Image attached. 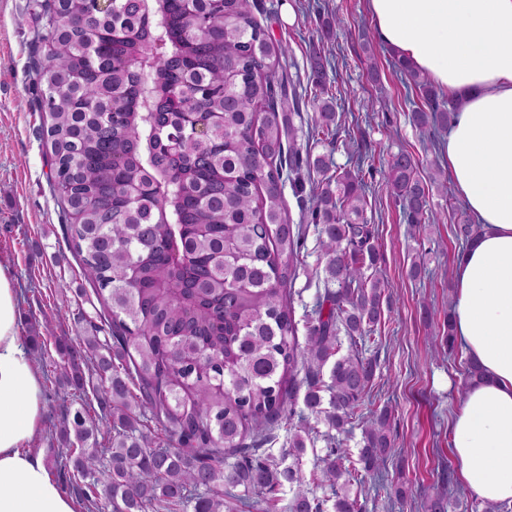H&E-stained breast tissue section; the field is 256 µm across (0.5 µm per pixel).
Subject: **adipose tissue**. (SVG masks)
Segmentation results:
<instances>
[{"label":"adipose tissue","mask_w":512,"mask_h":512,"mask_svg":"<svg viewBox=\"0 0 512 512\" xmlns=\"http://www.w3.org/2000/svg\"><path fill=\"white\" fill-rule=\"evenodd\" d=\"M384 44L453 94L441 151L481 226L453 268V333L481 380L451 424L468 494L512 501V0H367ZM17 293L0 260V512H74L40 456L22 452L44 420L41 381L19 334Z\"/></svg>","instance_id":"1"}]
</instances>
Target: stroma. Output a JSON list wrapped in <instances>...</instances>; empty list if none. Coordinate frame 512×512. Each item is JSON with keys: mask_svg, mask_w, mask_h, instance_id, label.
<instances>
[{"mask_svg": "<svg viewBox=\"0 0 512 512\" xmlns=\"http://www.w3.org/2000/svg\"><path fill=\"white\" fill-rule=\"evenodd\" d=\"M27 0H0V259L13 269L18 293V322L61 313L57 336H77L78 311L91 306L79 294L84 282L61 231L60 206L50 190L45 146L36 100L26 84L30 27L19 24ZM256 16L274 39L288 42L296 64V86L302 115L312 112L314 88L309 53L317 39V15L339 16L344 26L319 48L326 58L325 81L336 102L337 166L366 158V216L375 227L380 269L393 290L385 319L362 345L364 356L377 360L374 380L365 396L364 415L353 421L343 444L350 450L346 468L355 469L351 493L368 500V512H427V498L440 490L442 471H457L450 450V421L465 391L468 357L446 342L448 314L454 305L452 271L462 250L454 235L468 211L455 191L432 192L430 205L444 223L418 230L391 196L382 170L393 154H411L421 175H429L437 156L428 130L416 127L411 112L417 92L392 66L393 54L383 43L365 0H256ZM293 223L302 225L304 247L299 275L292 284V307L305 324L316 293L322 289L325 260L310 222L313 199L285 189ZM426 272L408 275L413 262ZM45 408L43 427L29 444L43 458L49 479L69 497L76 512H93L82 494L53 462L58 447L55 425L71 407L67 389L53 375L41 377ZM391 413L394 454L378 473L358 470L357 452L368 425L367 415Z\"/></svg>", "mask_w": 512, "mask_h": 512, "instance_id": "stroma-1", "label": "stroma"}]
</instances>
